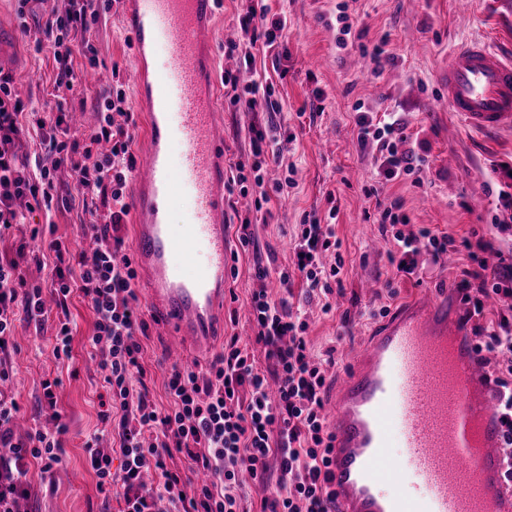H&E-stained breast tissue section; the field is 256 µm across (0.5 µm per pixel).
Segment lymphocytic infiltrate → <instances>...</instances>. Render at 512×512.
<instances>
[{
	"label": "lymphocytic infiltrate",
	"mask_w": 512,
	"mask_h": 512,
	"mask_svg": "<svg viewBox=\"0 0 512 512\" xmlns=\"http://www.w3.org/2000/svg\"><path fill=\"white\" fill-rule=\"evenodd\" d=\"M99 14L98 0H69L64 14L47 19L43 34L54 59L68 64L74 53H94L90 23ZM224 90L233 106L247 112H262L267 120L251 125L252 164L235 163L231 181L240 194H254L256 209H263L284 192L283 184L266 185L263 167L278 160L280 135L272 112L270 85L232 72L222 76ZM12 78L0 74V240L19 228L21 218L15 202L32 199L35 207L51 210L57 170L69 169L77 191L87 198L90 216L84 235L93 238V257L74 252L57 238L43 240L42 248L53 257L48 287L29 284L19 259L0 261V382L11 372L10 357L17 351L13 339L14 309L22 307L28 321L43 325L49 312L43 300L51 293L58 322L54 336L56 357H69L72 331L67 301L80 292L92 309L95 322L89 344L104 371L109 406L120 415V466L111 455L88 442L86 451L99 486L120 483L122 512H240L239 475L250 472L264 479L269 467L279 472L272 495L263 497L260 512H336L330 454L332 435L323 414L326 389L325 360L315 355L307 340L308 323L290 300L269 295L265 281L268 269L256 267L258 283L250 294L249 314L256 325V341L262 344L264 362H257L248 348L230 338L224 351L205 372L171 369L165 382L166 405L155 404L144 386L143 346L148 324L135 293L137 272L125 249L121 230L129 214L126 202L136 167L134 146L137 121L127 104L126 83L116 79L97 107V124L84 137L71 130L69 113L58 107L53 119L26 111L14 98ZM355 124L360 142H373L378 149L377 173L388 183L402 176H420L425 159L415 150L398 151L406 124L397 113L357 112ZM37 138L52 162L30 168L20 159L23 138ZM378 220L395 225L390 253L395 277L421 276L427 264L438 263L452 243L451 237L430 230L406 233L401 224L408 217L399 199L370 188ZM333 225L306 214L294 247L292 271H281V282L298 274L306 294L323 299V312H330L333 285L340 280L343 260L331 266L320 261L322 253L339 249ZM470 266L460 270L455 287L467 305L466 318L479 351L507 356L493 373V387L502 397L505 450L512 459V316L486 318L484 300L490 294L512 295V265L489 267L477 244ZM19 405L0 391V447L12 449L10 458H0V512H19L27 494L32 464L51 473L61 460L62 434L29 433L15 441L11 423ZM189 458L194 468L210 472L209 482L193 484L188 475L168 468L173 453ZM154 471L158 483L147 487L142 476Z\"/></svg>",
	"instance_id": "f902f5d3"
}]
</instances>
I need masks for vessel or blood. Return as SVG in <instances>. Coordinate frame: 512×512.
<instances>
[{"label": "vessel or blood", "instance_id": "b4317fda", "mask_svg": "<svg viewBox=\"0 0 512 512\" xmlns=\"http://www.w3.org/2000/svg\"><path fill=\"white\" fill-rule=\"evenodd\" d=\"M217 3L126 0L136 65L125 78L148 139L129 189L131 252L151 312L199 348L224 324L229 263L224 126L205 51ZM159 49L165 64L149 69ZM446 86L449 108L472 132L512 130V58L462 45L448 58ZM178 192L191 202L175 224L164 206ZM486 377L454 290L384 322L339 376L328 411L339 512H512L502 400Z\"/></svg>", "mask_w": 512, "mask_h": 512}]
</instances>
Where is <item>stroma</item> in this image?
Returning <instances> with one entry per match:
<instances>
[{
  "instance_id": "obj_1",
  "label": "stroma",
  "mask_w": 512,
  "mask_h": 512,
  "mask_svg": "<svg viewBox=\"0 0 512 512\" xmlns=\"http://www.w3.org/2000/svg\"><path fill=\"white\" fill-rule=\"evenodd\" d=\"M345 2L350 24L341 35L336 21L338 2ZM250 0H223L219 10V34L213 54L217 69H236L238 58L224 54L225 43L244 38L238 16ZM270 17L288 18L287 56L255 47L253 69L273 85L282 104L277 116L289 132L281 141L283 161L269 165L268 183L293 176L295 185L287 197L273 203L269 223L254 221L253 242L241 246L230 234L232 255L226 278L224 300L225 337H238L256 359H263L262 345L255 341L256 327L248 314L247 301L256 286V266L270 272L289 269L292 243L305 212L320 216L335 212L339 253H324V265L343 256L342 284L335 288L331 312H323L319 300L306 299L299 278L287 287L275 288V296L293 293V301L308 323L307 336L313 351L334 349L336 363L326 370V383L335 386L356 345L374 332L382 318L372 315L374 304L384 303L389 312L401 310L406 302L427 299L451 285L464 265L468 252L463 240L492 243L486 251L489 264L512 263V231L498 232L496 221L505 219L498 204L500 190L495 167L512 159V131L489 137L468 131L460 117L450 112L442 97V73L449 55L462 43L485 41L503 53L512 54V0H263ZM69 0H33L30 12L18 17L16 0H0V20L14 29L13 37L0 43V71L13 77V92L41 113L55 112L57 102H66L75 113L95 115L96 103L112 85L113 71H126L132 62L128 35L122 28V0H114L94 23L93 45L97 51L98 82L88 83L83 75L89 64L74 54L70 85L57 82L58 66L48 47L38 46L41 30L50 15L61 14ZM385 44L389 61L376 64L371 50ZM286 77H278V69ZM363 103L372 112H397L407 123V141L398 150L420 148L426 168L421 183L399 179L389 183L386 195L400 198L409 218L410 231L422 228L447 234L458 241L457 250L429 267L422 282L393 279L383 228L371 216L366 188L377 181L375 143H360L354 121V106ZM224 161L252 162L249 127L260 115L223 105ZM16 205L25 222L42 226L53 222L55 235L80 252L91 241L82 234L86 219L81 197L76 196L69 171L58 174V199L52 212L30 209L27 199ZM73 339L70 360L52 354L55 321L42 327L25 321L16 323L17 353L11 393L21 407L13 430L25 437L32 429H54L63 424V454L51 475L31 469L30 496L25 512H121V490L99 491L84 445L97 440L110 451L113 464H120L119 416L101 422L100 414L109 396L104 373L91 355L88 342L94 329V314L80 295L68 300ZM148 331L142 337V364L151 399L165 404L164 359L178 344L154 316H147ZM60 379L55 410L39 405L41 382Z\"/></svg>"
}]
</instances>
